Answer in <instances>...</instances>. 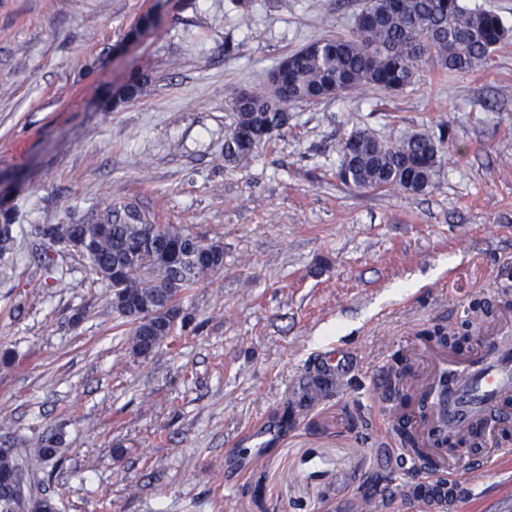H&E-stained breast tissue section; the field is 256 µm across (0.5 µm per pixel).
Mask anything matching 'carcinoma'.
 <instances>
[{
	"label": "carcinoma",
	"instance_id": "carcinoma-1",
	"mask_svg": "<svg viewBox=\"0 0 512 512\" xmlns=\"http://www.w3.org/2000/svg\"><path fill=\"white\" fill-rule=\"evenodd\" d=\"M512 30L494 11L469 8L461 0H366L348 33L315 40L288 54L275 90L237 89L233 124L224 140V159L247 163L258 147L288 125V106L326 93L359 92L366 87L399 92L414 84L422 67L469 72L486 65ZM342 143L338 177L358 190L396 188L430 191L448 151V127L439 137L414 133L386 139L368 129ZM11 209L0 207V273L12 262L15 237ZM80 230L96 279L112 288V311L132 325L131 352L146 357L172 328L159 312L175 296L224 267V245L207 241L178 224H159L132 201L96 203L70 212L65 224H50L43 235L63 240ZM132 289L130 295L125 290ZM59 437L37 440L17 455L0 450V474L30 473L52 460Z\"/></svg>",
	"mask_w": 512,
	"mask_h": 512
}]
</instances>
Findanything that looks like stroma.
Listing matches in <instances>:
<instances>
[{"mask_svg": "<svg viewBox=\"0 0 512 512\" xmlns=\"http://www.w3.org/2000/svg\"><path fill=\"white\" fill-rule=\"evenodd\" d=\"M365 0H0V194L14 207L0 280V446L58 435L32 476L56 512H384L394 401L370 380L427 350L512 285V38L468 73L421 69L288 108L249 164L224 159L228 92L347 32ZM146 77L135 97L128 80ZM447 125L433 189L354 190L336 175L355 129ZM112 197L224 245L223 270L148 358L112 291L40 234ZM348 354L343 371L314 359ZM485 482L451 460L459 512H512V464Z\"/></svg>", "mask_w": 512, "mask_h": 512, "instance_id": "obj_1", "label": "stroma"}]
</instances>
